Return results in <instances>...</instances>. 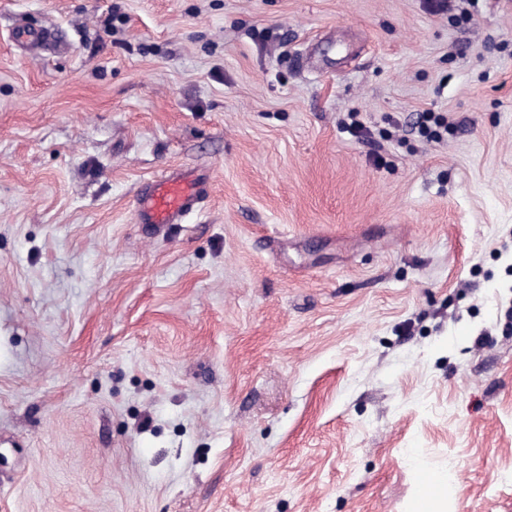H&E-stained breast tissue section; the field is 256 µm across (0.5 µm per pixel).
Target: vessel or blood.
Here are the masks:
<instances>
[{"instance_id": "b4317fda", "label": "vessel or blood", "mask_w": 512, "mask_h": 512, "mask_svg": "<svg viewBox=\"0 0 512 512\" xmlns=\"http://www.w3.org/2000/svg\"><path fill=\"white\" fill-rule=\"evenodd\" d=\"M12 37L21 45L37 48L56 40L55 33L50 30H34L23 25L15 26ZM209 189L208 174L180 170L162 173L138 194L136 218L139 223L152 225L156 230L168 224L182 223L208 195Z\"/></svg>"}]
</instances>
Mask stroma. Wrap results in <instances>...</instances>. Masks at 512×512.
<instances>
[{"instance_id": "1", "label": "stroma", "mask_w": 512, "mask_h": 512, "mask_svg": "<svg viewBox=\"0 0 512 512\" xmlns=\"http://www.w3.org/2000/svg\"><path fill=\"white\" fill-rule=\"evenodd\" d=\"M425 467L512 512V0H0V512H421ZM13 39L24 46L40 48L56 42V34L47 29L34 30L27 26L18 25L12 31ZM210 175L171 170L162 173L138 195L136 218L154 230L166 224H180L209 194Z\"/></svg>"}]
</instances>
